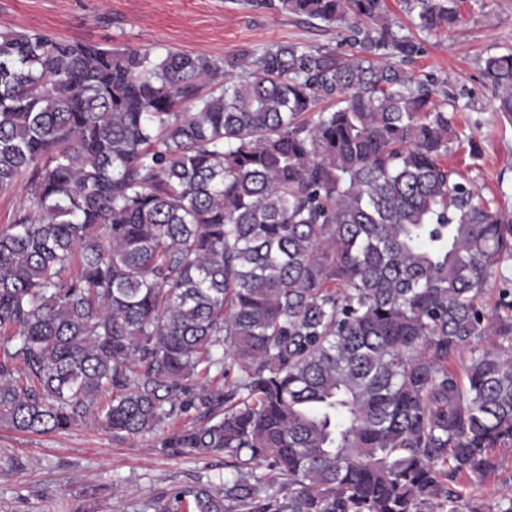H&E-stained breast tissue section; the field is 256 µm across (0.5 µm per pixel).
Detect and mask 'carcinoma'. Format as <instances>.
I'll use <instances>...</instances> for the list:
<instances>
[{"mask_svg": "<svg viewBox=\"0 0 512 512\" xmlns=\"http://www.w3.org/2000/svg\"><path fill=\"white\" fill-rule=\"evenodd\" d=\"M348 28L213 59L0 32V426L224 453L143 512H512V216L384 0H242ZM454 0H413L428 32ZM512 116V52L484 60ZM187 424L166 430L172 418ZM286 493H267L271 479ZM25 195L23 182L11 190L0 192V228L12 222L17 208L24 205ZM498 469L479 481L474 476L462 477L456 486L464 487L467 490L475 483L481 485L482 502L485 507L493 504L502 493H512V447L496 448L493 452Z\"/></svg>", "mask_w": 512, "mask_h": 512, "instance_id": "carcinoma-1", "label": "carcinoma"}]
</instances>
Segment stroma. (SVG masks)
I'll use <instances>...</instances> for the list:
<instances>
[{"mask_svg":"<svg viewBox=\"0 0 512 512\" xmlns=\"http://www.w3.org/2000/svg\"><path fill=\"white\" fill-rule=\"evenodd\" d=\"M389 17L423 47L412 73L437 81V100L452 126L473 138L453 143L444 159L454 181L492 206L512 211V118L496 111L481 68L487 56L512 51V0H457L459 20L436 34L420 32L408 0H386ZM44 33L107 46L178 50L215 59L243 49L300 42L350 53L344 29L289 14L254 11L238 0H0V31ZM27 460L14 471L12 459ZM497 470L480 484L484 504L512 492V447L494 452ZM224 455L170 454L156 438L115 437L90 422L70 431L26 434L0 426V512H140L172 484L234 477Z\"/></svg>","mask_w":512,"mask_h":512,"instance_id":"stroma-1","label":"stroma"}]
</instances>
